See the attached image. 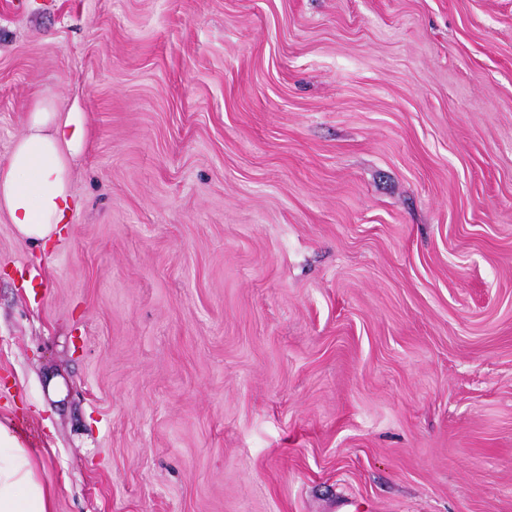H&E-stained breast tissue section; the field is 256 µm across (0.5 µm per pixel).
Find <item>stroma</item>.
Segmentation results:
<instances>
[{
    "label": "stroma",
    "instance_id": "1",
    "mask_svg": "<svg viewBox=\"0 0 512 512\" xmlns=\"http://www.w3.org/2000/svg\"><path fill=\"white\" fill-rule=\"evenodd\" d=\"M0 417L56 512H512V0H0ZM86 137L83 112H58L51 101L35 100L25 134L0 166V215L19 238L45 249L63 237L73 206L69 161Z\"/></svg>",
    "mask_w": 512,
    "mask_h": 512
}]
</instances>
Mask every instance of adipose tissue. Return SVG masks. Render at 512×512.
I'll return each mask as SVG.
<instances>
[{
    "label": "adipose tissue",
    "mask_w": 512,
    "mask_h": 512,
    "mask_svg": "<svg viewBox=\"0 0 512 512\" xmlns=\"http://www.w3.org/2000/svg\"><path fill=\"white\" fill-rule=\"evenodd\" d=\"M86 137L83 113L35 100L25 134L0 166V215L19 238L45 247L63 237L73 206L69 161ZM41 460L13 421L0 420V512H55L56 493L38 477Z\"/></svg>",
    "instance_id": "obj_1"
}]
</instances>
